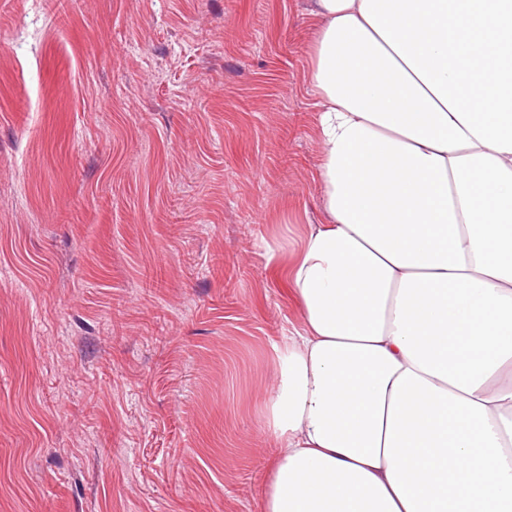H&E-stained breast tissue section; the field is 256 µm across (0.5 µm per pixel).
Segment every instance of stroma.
<instances>
[{"mask_svg": "<svg viewBox=\"0 0 512 512\" xmlns=\"http://www.w3.org/2000/svg\"><path fill=\"white\" fill-rule=\"evenodd\" d=\"M306 6L0 0V512H263Z\"/></svg>", "mask_w": 512, "mask_h": 512, "instance_id": "stroma-1", "label": "stroma"}]
</instances>
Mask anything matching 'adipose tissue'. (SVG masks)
Wrapping results in <instances>:
<instances>
[{"mask_svg":"<svg viewBox=\"0 0 512 512\" xmlns=\"http://www.w3.org/2000/svg\"><path fill=\"white\" fill-rule=\"evenodd\" d=\"M323 218L268 259L264 512H512V0H310Z\"/></svg>","mask_w":512,"mask_h":512,"instance_id":"ef3b65f1","label":"adipose tissue"}]
</instances>
